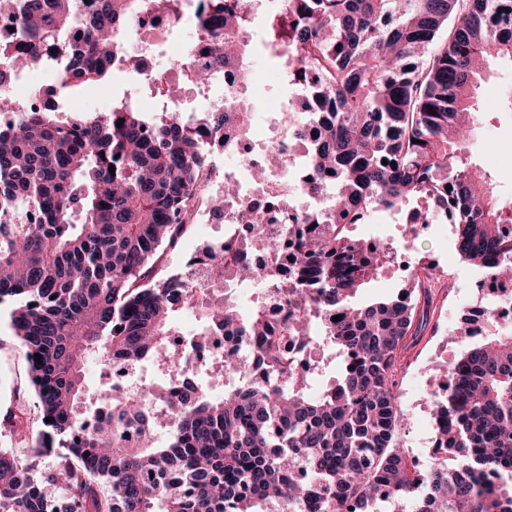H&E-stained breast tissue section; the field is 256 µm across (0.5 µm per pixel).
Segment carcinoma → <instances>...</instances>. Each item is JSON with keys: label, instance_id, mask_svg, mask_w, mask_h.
Returning <instances> with one entry per match:
<instances>
[{"label": "carcinoma", "instance_id": "cac0c4a2", "mask_svg": "<svg viewBox=\"0 0 512 512\" xmlns=\"http://www.w3.org/2000/svg\"><path fill=\"white\" fill-rule=\"evenodd\" d=\"M0 7L14 10L16 65L35 66L44 49L74 40L76 64L59 74L67 89L131 61L119 34L150 7L177 13L178 0ZM197 10L209 39L192 78L233 70L247 82L250 0H198ZM266 49L302 87L289 149L304 151L309 167L299 192L321 203L296 220L292 271L249 259L285 253L284 242L257 233L214 257L206 290L192 261L179 283L156 277L155 264L198 204L225 219L224 199L208 193L201 145L244 148L254 119L246 98L224 93L201 122L172 107L150 121L127 97L103 117L70 121L0 98V113H15L0 124V304L12 301L36 408L19 404L3 416L10 445L0 446V512H384L385 502L390 512H512V330L449 365L434 400L436 451L457 465L421 473L394 444L404 418L395 387L408 338L427 319L429 289L417 276L402 296L353 304L389 252L350 234L367 214L413 202L409 223L444 217L463 261L484 269L493 258L498 278L512 267V236L501 233L512 201L468 160L478 85L490 64L512 61V0H284L269 13ZM279 166L287 155L272 151L252 178L263 182ZM235 222L262 216L242 203ZM231 282L286 287L281 324L259 302L240 310ZM183 308L201 310L188 341L204 344L215 320L257 345L272 377L232 380L219 398L191 382L138 392L109 383L102 405L112 423L79 422L87 355L108 373L147 357L166 370L185 365L176 340ZM322 334L340 371L313 394L280 339L319 344ZM151 404L165 406L163 416L145 418ZM130 425L141 435L132 448Z\"/></svg>", "mask_w": 512, "mask_h": 512}]
</instances>
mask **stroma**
Returning a JSON list of instances; mask_svg holds the SVG:
<instances>
[{"label":"stroma","instance_id":"obj_1","mask_svg":"<svg viewBox=\"0 0 512 512\" xmlns=\"http://www.w3.org/2000/svg\"><path fill=\"white\" fill-rule=\"evenodd\" d=\"M264 19L253 25L254 52L252 70L261 72L260 82L249 93L254 103V135H261L269 113L286 104L288 90L280 79L278 61L263 49ZM129 88V73L121 71L97 82L87 83L71 93L72 107L89 112H107ZM512 93V65H496L484 76L478 90V121L472 149L473 162L489 172L501 192L512 194V112L503 100ZM405 259L410 264L438 260L445 277L436 283L428 320L417 340L404 354L398 373L396 396L404 422L394 443L405 453L427 461L433 455L434 392L445 377L451 357L463 350L461 342L441 345L445 331L456 325L457 316L467 299L470 286L468 266L462 262L451 230L433 227L412 238ZM9 304H0V411L6 409L14 394L24 393L26 364L24 352L9 325Z\"/></svg>","mask_w":512,"mask_h":512}]
</instances>
